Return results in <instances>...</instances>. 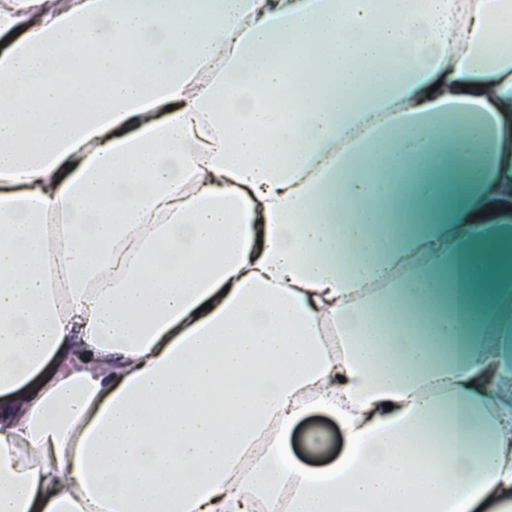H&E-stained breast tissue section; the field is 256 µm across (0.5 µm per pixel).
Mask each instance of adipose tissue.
Wrapping results in <instances>:
<instances>
[{"label":"adipose tissue","instance_id":"ef3b65f1","mask_svg":"<svg viewBox=\"0 0 512 512\" xmlns=\"http://www.w3.org/2000/svg\"><path fill=\"white\" fill-rule=\"evenodd\" d=\"M0 37V512H512V0ZM312 429H320L327 437L328 448H326L325 453L321 456L310 455L305 447L306 434ZM291 443V448L295 452L301 454L309 462L317 463L329 455L336 454L339 448H341V434L334 421L322 415H314L306 420L293 434Z\"/></svg>","mask_w":512,"mask_h":512}]
</instances>
